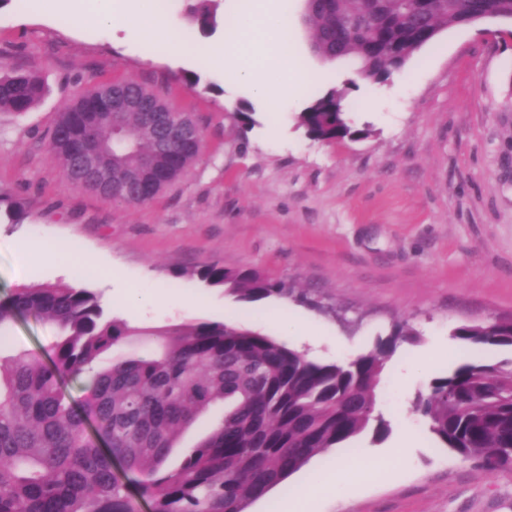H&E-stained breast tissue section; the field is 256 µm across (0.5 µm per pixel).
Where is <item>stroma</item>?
Masks as SVG:
<instances>
[{
	"instance_id": "obj_1",
	"label": "stroma",
	"mask_w": 512,
	"mask_h": 512,
	"mask_svg": "<svg viewBox=\"0 0 512 512\" xmlns=\"http://www.w3.org/2000/svg\"><path fill=\"white\" fill-rule=\"evenodd\" d=\"M86 4L0 6V67L37 72L47 87L29 112L0 114V193L26 211L22 223L0 224V300L60 279L107 293L99 277L22 267L18 240L64 238L111 261L135 288L146 330L233 321L267 334L279 317L282 343L333 362L368 352L408 320L418 338L397 347L381 383L391 435L377 442L365 432L313 457L246 512H292L304 486L318 490L308 512H512V471L488 472L439 447L412 409L430 379L455 365L512 358L511 348L452 337L463 324L512 318V19L442 30L386 81L371 82L358 78L356 58L314 56L303 0H288L295 62L313 78L273 110L205 65L225 29L202 30L186 0H166L192 48L179 58L76 27ZM113 81L142 85L203 133L199 159L147 204L71 184L48 148L63 105ZM332 88L353 133L312 139L297 116ZM247 102L250 129L239 117ZM212 264L286 281L297 296L246 302L191 278ZM56 339L54 324L30 316L0 338V354L45 359ZM340 460L350 467L339 478Z\"/></svg>"
}]
</instances>
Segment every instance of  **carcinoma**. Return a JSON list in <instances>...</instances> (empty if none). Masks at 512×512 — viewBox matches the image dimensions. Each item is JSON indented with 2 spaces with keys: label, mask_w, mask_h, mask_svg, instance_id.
Instances as JSON below:
<instances>
[{
  "label": "carcinoma",
  "mask_w": 512,
  "mask_h": 512,
  "mask_svg": "<svg viewBox=\"0 0 512 512\" xmlns=\"http://www.w3.org/2000/svg\"><path fill=\"white\" fill-rule=\"evenodd\" d=\"M213 0H196L201 28L219 25ZM306 0L313 51L324 60L354 55L357 75L379 82L401 69L448 27L479 13L512 16V0ZM33 72H0V111L24 114L45 95ZM90 95L66 106L49 140L70 174L75 154L112 151V199L135 204L156 194L125 190L145 157L171 183L199 157L197 142L175 139L158 149L142 112L116 123L89 111ZM343 96L332 89L299 113L319 140L351 132ZM3 216L19 224L24 205L0 195ZM207 288L247 302L288 298L294 289L257 271L219 265L195 272ZM51 321L59 337L44 362L30 353L0 356V512H245L308 461L369 430L383 441L390 421L376 389L387 360L417 333L401 321L369 352L348 361L308 359L274 338L226 322L183 324L153 332L157 348L97 369L99 357L140 331L107 315L93 290L58 280L22 285L0 301V337L19 318ZM453 336L475 346L512 348V319L462 325ZM79 386L75 401L67 383ZM224 417L173 468L166 466L183 430L211 406ZM413 409L442 448L486 471L512 469V360L463 362L433 378ZM124 463L118 475L113 459ZM139 488V495L130 485Z\"/></svg>",
  "instance_id": "obj_1"
}]
</instances>
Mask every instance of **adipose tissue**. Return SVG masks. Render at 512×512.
Here are the masks:
<instances>
[{
    "instance_id": "ef3b65f1",
    "label": "adipose tissue",
    "mask_w": 512,
    "mask_h": 512,
    "mask_svg": "<svg viewBox=\"0 0 512 512\" xmlns=\"http://www.w3.org/2000/svg\"><path fill=\"white\" fill-rule=\"evenodd\" d=\"M281 0H260L258 7L235 14L232 31L221 45L210 48L205 59L211 67L231 72L236 81L250 84L254 95L270 108L278 109L291 97L303 77L292 60L291 38L281 24ZM136 17L135 38L141 42L163 40L166 53L187 54L172 19L158 12L153 0H95L80 21H101L111 33H119L128 17ZM23 263L53 262L67 268L79 267L86 274L108 276L105 261L74 251L63 241H18Z\"/></svg>"
}]
</instances>
